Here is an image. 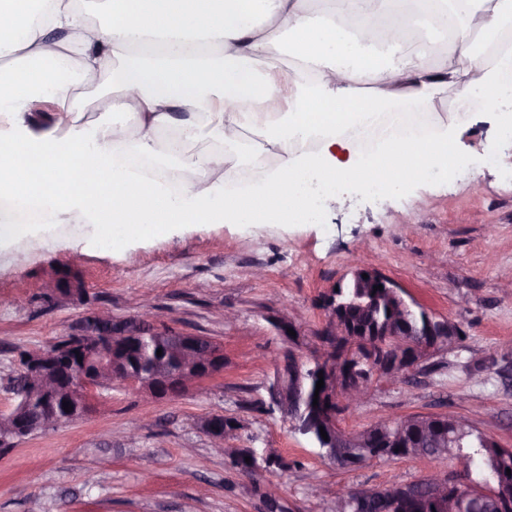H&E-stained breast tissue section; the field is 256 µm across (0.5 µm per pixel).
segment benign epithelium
Here are the masks:
<instances>
[{"mask_svg": "<svg viewBox=\"0 0 512 512\" xmlns=\"http://www.w3.org/2000/svg\"><path fill=\"white\" fill-rule=\"evenodd\" d=\"M368 275L373 281H379L386 288L388 299L397 300L402 305L407 302L400 294L398 286L388 281L375 271L356 269L354 279ZM328 313L325 327L327 336H356L358 332L348 328L343 321V313L348 305L336 301V294H331L325 301ZM91 324H81L74 333L66 337L69 344L57 349H39L28 352L24 360L22 376L18 379L26 399L38 403L36 410L22 407L6 419L0 421V429L8 436L0 434V446L7 447L12 440L36 432L56 427L65 420L77 419L88 411L90 389H105L118 381L133 389L160 400L163 392L179 393L190 387H198L206 380L224 370V351L214 345L203 348L199 339L188 334H181L170 340V348L182 362L179 371L171 373L159 368L147 379L135 378L126 374L121 367L118 351L134 333L125 327L120 332L107 335L102 328L112 324V314L98 310L90 314ZM459 335V325L447 318H430L425 338L412 345L411 349L401 348L398 358L393 362L375 361L367 358L355 344H348L341 356H336V349L323 346L316 353V369L323 372V395L330 396L331 401H339L347 406L362 400L369 392L372 381L377 378L397 379L404 373L415 369L421 362L420 353L447 336ZM79 352L82 361V373L79 379L62 385L52 370V360L62 352ZM279 375L294 386L283 391L285 399L292 402L298 399L300 388L295 386L303 377L302 365L298 362L292 348L283 350L275 360ZM65 400L74 411L67 415L60 414L59 400ZM204 431L212 439L214 447L224 449V417L220 415L207 419ZM460 479V474L433 473L429 475L430 488L442 504L450 510L455 507V499L448 496L451 484ZM392 497L401 499V507L407 512H421V497L408 492L402 486L392 492Z\"/></svg>", "mask_w": 512, "mask_h": 512, "instance_id": "1", "label": "benign epithelium"}]
</instances>
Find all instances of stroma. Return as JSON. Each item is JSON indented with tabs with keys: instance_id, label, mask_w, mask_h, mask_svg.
<instances>
[{
	"instance_id": "obj_1",
	"label": "stroma",
	"mask_w": 512,
	"mask_h": 512,
	"mask_svg": "<svg viewBox=\"0 0 512 512\" xmlns=\"http://www.w3.org/2000/svg\"><path fill=\"white\" fill-rule=\"evenodd\" d=\"M433 116L456 125L467 167L400 194L344 187L343 205L318 224L197 225L114 252L86 248L89 225L57 224L49 246L23 239L1 252L0 413L15 404L20 352L56 344L100 308L117 321L149 308L172 332L210 337L224 371L162 400L121 384L93 392L82 418L0 452V512H30L34 497L44 512H266L258 488L270 482L288 512H329L311 486L383 487L454 469L432 458L340 468L271 404L275 357L290 347L304 362L320 347L323 301L360 264L467 338L399 380H374L340 427L448 413L512 448V145L498 139L495 112H459L448 99ZM56 271L76 277L79 291L48 294ZM287 315L300 333L293 346L275 326ZM216 414L236 424L232 446L276 449L282 467L250 477L233 469L202 428Z\"/></svg>"
}]
</instances>
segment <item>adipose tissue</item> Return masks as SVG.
<instances>
[{"mask_svg":"<svg viewBox=\"0 0 512 512\" xmlns=\"http://www.w3.org/2000/svg\"><path fill=\"white\" fill-rule=\"evenodd\" d=\"M311 2L0 0V244L73 221L104 250L190 225L306 224L315 203L341 206L340 184L384 193L457 168L450 126L420 122L450 96L496 111L512 141V0ZM82 86L96 119L73 105ZM39 99L58 109L38 121ZM388 103L395 130L354 146L350 130ZM264 155L276 168L227 193L229 162ZM136 157L172 158L190 178L145 180Z\"/></svg>","mask_w":512,"mask_h":512,"instance_id":"obj_1","label":"adipose tissue"}]
</instances>
